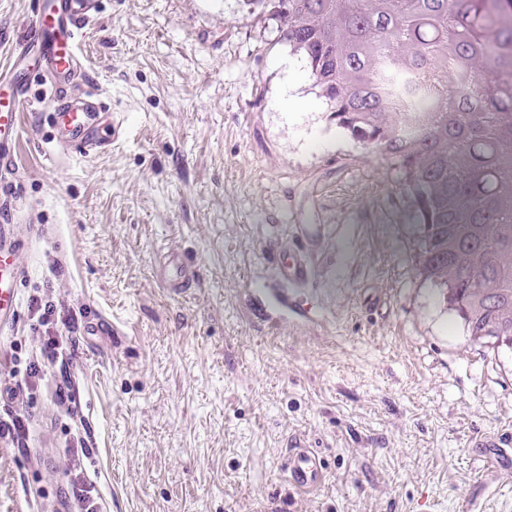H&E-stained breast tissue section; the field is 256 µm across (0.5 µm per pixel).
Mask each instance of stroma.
<instances>
[{
  "mask_svg": "<svg viewBox=\"0 0 512 512\" xmlns=\"http://www.w3.org/2000/svg\"><path fill=\"white\" fill-rule=\"evenodd\" d=\"M34 8L0 0V70ZM83 32L87 78L66 94L97 90L127 135L86 156L24 119L13 190L34 207L0 210L23 274L0 417L23 412L29 436L0 439V512H68L78 437L102 512H512V470L478 449L512 440V348L501 374L437 306L408 191L369 146H329L276 23L238 0H102ZM295 222L325 227L315 311L269 331ZM161 253L198 284L161 288ZM32 295L68 339L34 388L11 361L41 355ZM294 435L325 459L317 492L283 475Z\"/></svg>",
  "mask_w": 512,
  "mask_h": 512,
  "instance_id": "stroma-1",
  "label": "stroma"
}]
</instances>
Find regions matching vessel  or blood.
<instances>
[{"mask_svg": "<svg viewBox=\"0 0 512 512\" xmlns=\"http://www.w3.org/2000/svg\"><path fill=\"white\" fill-rule=\"evenodd\" d=\"M34 21L26 39L15 46L10 65L0 70V181H10L15 173V156L22 134L26 110L44 105L50 113L54 138L82 154L116 145L124 136L122 113L107 112L96 92L86 99L70 100L65 89L72 81L85 78V56L80 40L82 24L93 21L100 12L101 0H36ZM37 65L51 89L49 98L36 102L30 93L28 68ZM297 242L288 259L274 273L283 283V295L290 306L303 314L314 310L310 286L316 271L309 255L320 248L324 227L297 224ZM155 276L162 287L179 294L191 288L196 279L192 265L172 255L160 256ZM21 274L15 249L0 245V330L13 325L19 307ZM282 469L299 491L313 492L326 480V468L319 454L301 438H290Z\"/></svg>", "mask_w": 512, "mask_h": 512, "instance_id": "1", "label": "vessel or blood"}]
</instances>
